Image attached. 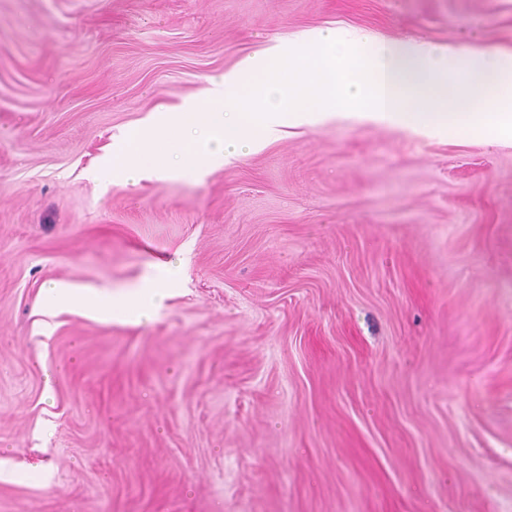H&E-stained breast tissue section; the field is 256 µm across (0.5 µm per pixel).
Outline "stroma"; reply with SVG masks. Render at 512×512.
I'll list each match as a JSON object with an SVG mask.
<instances>
[{"label": "stroma", "mask_w": 512, "mask_h": 512, "mask_svg": "<svg viewBox=\"0 0 512 512\" xmlns=\"http://www.w3.org/2000/svg\"><path fill=\"white\" fill-rule=\"evenodd\" d=\"M327 28L512 53V0H0V512H512V144L332 117L92 175ZM158 263L151 320L44 306Z\"/></svg>", "instance_id": "stroma-1"}]
</instances>
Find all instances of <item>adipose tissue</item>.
<instances>
[{
    "label": "adipose tissue",
    "instance_id": "adipose-tissue-1",
    "mask_svg": "<svg viewBox=\"0 0 512 512\" xmlns=\"http://www.w3.org/2000/svg\"><path fill=\"white\" fill-rule=\"evenodd\" d=\"M169 282L170 271L162 266L143 278L133 292L107 293L98 302L78 294L63 282L52 283L49 292L52 303L60 306L85 308L106 318L146 321L160 307Z\"/></svg>",
    "mask_w": 512,
    "mask_h": 512
}]
</instances>
